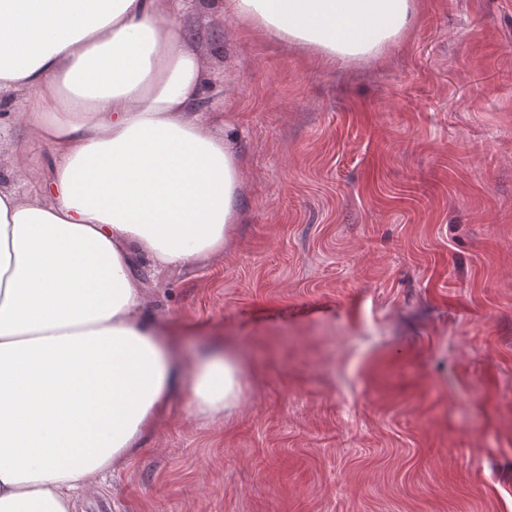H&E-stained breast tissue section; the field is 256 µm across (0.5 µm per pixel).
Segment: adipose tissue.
Masks as SVG:
<instances>
[{
    "mask_svg": "<svg viewBox=\"0 0 512 512\" xmlns=\"http://www.w3.org/2000/svg\"><path fill=\"white\" fill-rule=\"evenodd\" d=\"M244 28L339 62H377L416 0H224ZM183 0H0V101L51 149L41 193L0 188V512H73L187 386V417L238 405L231 355L183 367L136 264L223 251L242 159L202 112L205 51Z\"/></svg>",
    "mask_w": 512,
    "mask_h": 512,
    "instance_id": "1",
    "label": "adipose tissue"
}]
</instances>
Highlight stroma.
<instances>
[{"instance_id": "stroma-1", "label": "stroma", "mask_w": 512, "mask_h": 512, "mask_svg": "<svg viewBox=\"0 0 512 512\" xmlns=\"http://www.w3.org/2000/svg\"><path fill=\"white\" fill-rule=\"evenodd\" d=\"M192 24L241 220L141 276L176 353L237 356L243 394L212 425L177 392L74 512H512V0H421L376 64L314 63L214 0ZM22 104L0 181L34 195Z\"/></svg>"}]
</instances>
